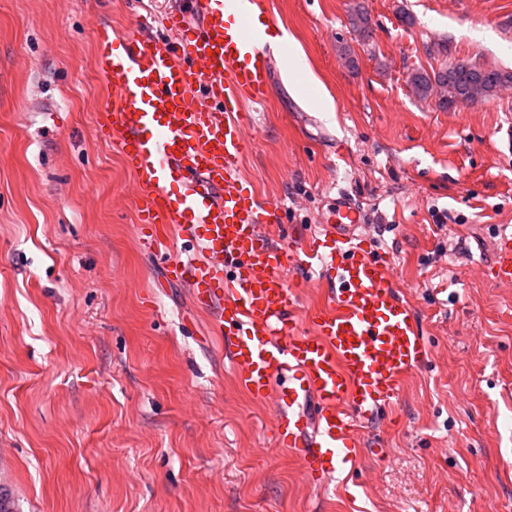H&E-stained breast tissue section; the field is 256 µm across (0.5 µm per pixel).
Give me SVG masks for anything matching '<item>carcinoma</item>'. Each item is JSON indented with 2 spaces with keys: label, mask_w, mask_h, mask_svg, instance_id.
Instances as JSON below:
<instances>
[{
  "label": "carcinoma",
  "mask_w": 512,
  "mask_h": 512,
  "mask_svg": "<svg viewBox=\"0 0 512 512\" xmlns=\"http://www.w3.org/2000/svg\"><path fill=\"white\" fill-rule=\"evenodd\" d=\"M353 30L363 39L371 37V18L364 6H357L351 15ZM512 82V75L495 67L477 66L458 61L428 73L416 70L409 75V84L420 98L438 94L442 109L458 104H476L494 96L498 89Z\"/></svg>",
  "instance_id": "1"
}]
</instances>
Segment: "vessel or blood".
<instances>
[{
  "label": "vessel or blood",
  "mask_w": 512,
  "mask_h": 512,
  "mask_svg": "<svg viewBox=\"0 0 512 512\" xmlns=\"http://www.w3.org/2000/svg\"><path fill=\"white\" fill-rule=\"evenodd\" d=\"M191 10L193 26L177 11L154 16L158 37L96 30L107 85L98 132L137 176L141 242L215 312L239 385L274 401L278 446L322 486L354 462L361 425L392 407L429 346L350 199L337 198L318 235L274 242L284 209L244 189L238 118L240 103L268 96L274 21L262 0H191ZM492 263L495 283L512 286L511 226L499 227ZM301 273L331 286L306 327L289 285Z\"/></svg>",
  "instance_id": "vessel-or-blood-1"
}]
</instances>
